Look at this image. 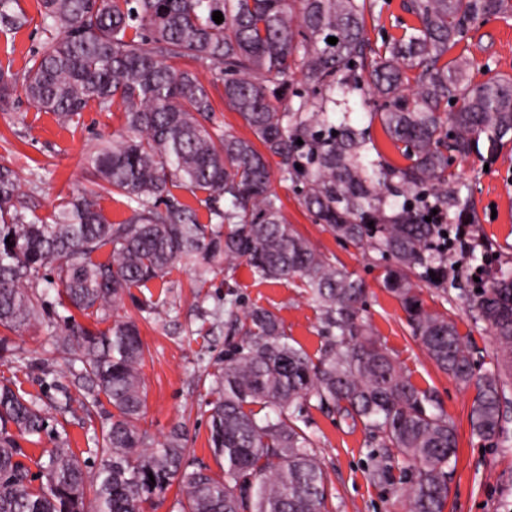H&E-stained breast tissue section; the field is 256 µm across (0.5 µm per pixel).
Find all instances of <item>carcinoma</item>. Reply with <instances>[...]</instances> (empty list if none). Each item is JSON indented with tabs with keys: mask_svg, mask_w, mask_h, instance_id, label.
<instances>
[{
	"mask_svg": "<svg viewBox=\"0 0 512 512\" xmlns=\"http://www.w3.org/2000/svg\"><path fill=\"white\" fill-rule=\"evenodd\" d=\"M10 4L0 0V23L18 30L27 18ZM375 7V0H40L47 41L29 60L25 95L64 123L92 106L122 109L123 132L86 165L99 189L127 200L130 215L111 221L91 191L50 222L29 217L14 204L16 174L0 167V326L19 331L37 318L46 271L57 275L61 304L88 316L164 281L179 260L205 265L222 257L246 262L262 280L300 281L324 341L314 359L289 343L270 310L230 320L240 342L212 383L209 416L218 476L190 461L181 432L156 443L140 428L146 391L137 324L115 319L92 330L63 319L51 339L80 364L82 408L106 402L113 409L94 440L95 480L87 481L85 462L60 433L32 464L23 461L20 440L41 436L49 418L3 377L0 512H146L174 485L182 512H328L321 461L298 425L313 400L378 434L407 463V512H443L455 427L372 337L361 316L363 281L286 223L269 156L282 177L304 184L303 203L319 223L389 261L385 287L428 357L475 390L473 433L502 443L512 391V271L479 286L448 279L443 233L470 223L472 186L449 171L452 162L481 155L482 144L493 155L512 143V77L478 65L465 47L481 23L512 19V0H408L414 24L379 50L366 38ZM185 57L223 81L224 103L254 139L206 126L213 100L199 73L176 65ZM294 67L311 94L290 88ZM354 95L371 100V119L407 164L390 163L350 112L332 121L335 107ZM173 188L204 194L209 219L228 230H208ZM465 258L483 265L487 246L474 240ZM418 268L441 276L466 298L474 321L492 329L493 370L474 372L456 324L427 306L412 280ZM0 363L16 373L29 368L5 336ZM391 462L387 453L373 457L371 478L387 479Z\"/></svg>",
	"mask_w": 512,
	"mask_h": 512,
	"instance_id": "cac0c4a2",
	"label": "carcinoma"
}]
</instances>
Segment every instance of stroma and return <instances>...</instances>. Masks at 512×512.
<instances>
[{
	"label": "stroma",
	"mask_w": 512,
	"mask_h": 512,
	"mask_svg": "<svg viewBox=\"0 0 512 512\" xmlns=\"http://www.w3.org/2000/svg\"><path fill=\"white\" fill-rule=\"evenodd\" d=\"M405 0H378L380 15L367 22L373 46L385 37L400 35V22H411ZM13 10L24 11L28 26L11 31L0 25V67L23 83L28 60L41 48L46 36L41 27L38 0H13ZM467 53L477 63L512 76V20L493 19L473 32ZM124 125L121 112L86 109L79 122L65 124L54 115L38 111L20 88L0 103V166L15 171L20 189L15 200L24 213L48 218L77 191L93 186L86 158ZM459 175L473 188L469 230L489 246L481 269H465L466 277L489 283L500 264L512 260V144L495 157L471 156L455 164ZM271 188L281 201L288 224L324 252L337 265L362 279L368 289L363 316L374 337L411 375L421 389L433 395L456 427L458 460L449 482L445 512H512V405L505 409V443L498 449L485 448L474 436L470 411L474 390L464 388L442 372L428 357L408 326L398 301L384 288L385 262L379 253L350 242L337 240L302 203L299 184L273 175ZM427 304L448 314L471 350L477 371L495 365V338L484 324L474 322L467 305L446 293L433 280L419 278ZM52 304L47 313L27 330L6 333L25 352L34 366L50 367L59 385L74 400H81L73 369L68 368L50 338V323L67 317L55 304L56 290L40 282ZM157 303L161 311L151 314L141 302ZM255 307L277 314L290 339L309 355H317L322 338L318 314L304 289L296 282L258 279L246 264L230 266L216 259L208 266L183 260L174 266L165 282L132 289L123 296L109 319L137 322L144 344L141 375L146 389V408L140 426L152 440L160 441L180 428L192 459L220 472L208 445L211 409L210 382L219 373L224 354L237 338L224 318L225 309L238 315ZM107 418L106 408L85 413L74 407L64 427L74 452L94 474L93 438ZM306 432L315 444L326 475L328 512H406L405 482L400 464H393L387 481L371 480L368 463L379 450V438L363 425L337 412L309 406L305 412Z\"/></svg>",
	"instance_id": "1"
}]
</instances>
